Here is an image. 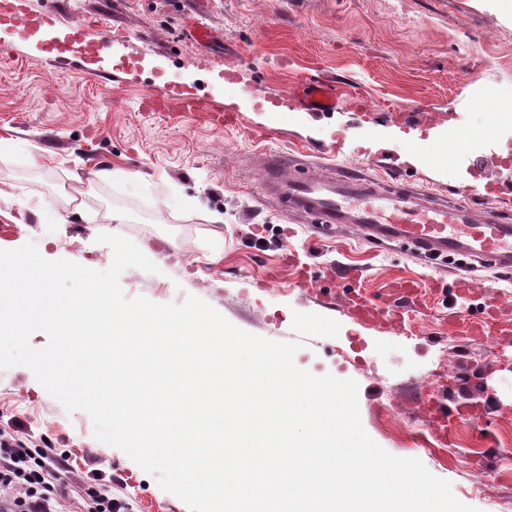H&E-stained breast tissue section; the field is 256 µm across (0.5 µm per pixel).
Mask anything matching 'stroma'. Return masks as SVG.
Returning <instances> with one entry per match:
<instances>
[{"label":"stroma","mask_w":512,"mask_h":512,"mask_svg":"<svg viewBox=\"0 0 512 512\" xmlns=\"http://www.w3.org/2000/svg\"><path fill=\"white\" fill-rule=\"evenodd\" d=\"M106 34L108 48L88 51ZM55 44L57 63L45 56ZM316 78L346 92L338 109L290 98ZM488 84L501 109L486 108ZM152 86L218 101L246 123L143 111ZM393 104L429 120L394 123ZM268 152L512 217V194L482 197L512 164V15L497 0H0V249L31 241L45 259L103 270L112 251L96 238L119 234L158 267L124 271L126 296L194 295L277 341L296 340L293 312L337 320L338 336L307 338L296 365L356 380L377 444L500 512L512 498V271L428 266L350 226L316 236L262 194ZM104 167L114 177L95 179ZM408 285L410 303L399 297ZM357 298L370 320L349 310ZM489 317L509 335L479 336ZM0 433L62 456V512H90L84 489L97 478L131 512H188L27 368L0 371Z\"/></svg>","instance_id":"1"}]
</instances>
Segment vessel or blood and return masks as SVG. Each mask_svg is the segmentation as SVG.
I'll use <instances>...</instances> for the list:
<instances>
[{
  "label": "vessel or blood",
  "instance_id": "obj_1",
  "mask_svg": "<svg viewBox=\"0 0 512 512\" xmlns=\"http://www.w3.org/2000/svg\"><path fill=\"white\" fill-rule=\"evenodd\" d=\"M302 100L310 111L336 109L341 94L324 80L302 86ZM145 101L158 112L205 115L218 123L242 124L234 113L222 107H203L192 93L170 94L156 87ZM286 167L278 156L264 160L263 189L291 214L304 215L321 235L328 236L344 224L355 225L370 243L398 245L414 251L429 261L465 257L512 269V219L494 209L474 214L467 202L436 205L426 201L412 188L402 184L387 187L362 175L341 172L329 177L322 174L286 178Z\"/></svg>",
  "mask_w": 512,
  "mask_h": 512
}]
</instances>
